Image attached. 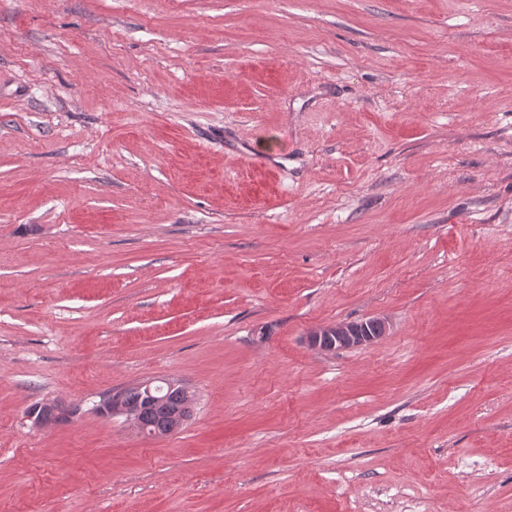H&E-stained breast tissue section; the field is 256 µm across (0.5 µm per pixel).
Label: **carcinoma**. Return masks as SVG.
<instances>
[{
	"label": "carcinoma",
	"instance_id": "carcinoma-1",
	"mask_svg": "<svg viewBox=\"0 0 512 512\" xmlns=\"http://www.w3.org/2000/svg\"><path fill=\"white\" fill-rule=\"evenodd\" d=\"M124 403L139 410L141 422L147 434L165 432L172 424L174 414H181L185 420L193 417L191 408L182 391V385L176 382L164 384L155 397L148 399L140 386L125 388L120 391Z\"/></svg>",
	"mask_w": 512,
	"mask_h": 512
}]
</instances>
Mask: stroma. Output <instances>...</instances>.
Segmentation results:
<instances>
[{
    "label": "stroma",
    "instance_id": "1",
    "mask_svg": "<svg viewBox=\"0 0 512 512\" xmlns=\"http://www.w3.org/2000/svg\"><path fill=\"white\" fill-rule=\"evenodd\" d=\"M0 512H512V0H0ZM372 323L381 325L382 332L376 326H371L370 336L368 327ZM388 330V323L383 318H371L356 322H336L335 324L315 328L307 336L308 345L319 352H335L344 348L360 347L373 344L383 338ZM333 335V336H330ZM336 338V344L334 339ZM153 384V381L143 384L148 396H153L155 391ZM140 385L125 388L116 393L122 396L125 404L119 396L115 395L104 400L99 407L100 413L110 418L121 417L130 428L140 433L144 432V427L146 428L147 435L166 432L172 424L173 415L177 412L185 418L184 420L182 416L177 415L174 418L172 430L163 435H157L155 438H162L171 434L193 417L196 405L194 408L188 405L185 394L182 391V384L172 382L170 385H155L160 386L161 391L154 394L155 397L153 399L145 397L144 389H141ZM139 413L142 424L139 419Z\"/></svg>",
    "mask_w": 512,
    "mask_h": 512
}]
</instances>
